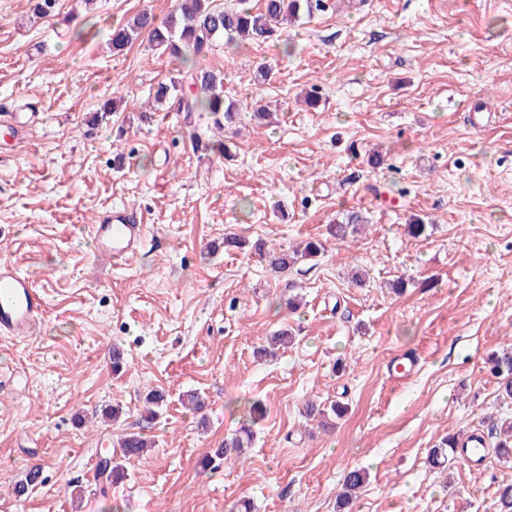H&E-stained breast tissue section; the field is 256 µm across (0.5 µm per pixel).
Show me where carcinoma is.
Masks as SVG:
<instances>
[{
  "label": "carcinoma",
  "mask_w": 512,
  "mask_h": 512,
  "mask_svg": "<svg viewBox=\"0 0 512 512\" xmlns=\"http://www.w3.org/2000/svg\"><path fill=\"white\" fill-rule=\"evenodd\" d=\"M313 0H264L257 10L249 6V0H238L233 9L219 8L214 0H177L168 17L159 22L155 16L144 10L131 21L112 29L110 42L112 51L122 52L142 35H147L152 50L160 56H166L173 62L185 63L191 56L205 55L220 39L229 45L242 42L264 41L278 35L280 25L298 15L300 10L311 11ZM175 99L179 111L185 113V120L191 121L196 112L202 113L212 122L213 127L222 131L237 122L239 117L237 104L224 97V74L212 70H187L181 76H173L169 81L159 83L153 91L154 102L162 105L169 99ZM364 223L362 215L356 211L347 214L345 221L333 225V236L341 241L360 231ZM324 246L316 240H309L300 250L268 248L260 241L255 252L260 260L283 277H288L299 261L310 260ZM293 339L287 329H280L267 337L266 344L257 348L261 358L272 357L282 347L288 346ZM490 371L501 378L502 393L512 397V352L504 351L491 360ZM165 394L150 389L145 395L144 419L151 421L159 415L165 404ZM345 409L332 404L329 409L311 404L306 406L305 414L309 418L325 420L333 415L340 418ZM253 431L244 426L239 432L224 442V447L214 454L203 457L202 467L213 465L217 458L229 459L234 452L251 443ZM494 448L499 457L512 458V423H504L495 434ZM458 437L449 436L442 446L432 450L430 460L436 466L443 464L448 455L455 452ZM151 442L142 433H129L120 443V459L106 457L100 461L98 474L112 482L120 475L124 462L141 457ZM366 482L365 474L356 468L345 472L342 489L338 495V512H350L356 493Z\"/></svg>",
  "instance_id": "carcinoma-1"
}]
</instances>
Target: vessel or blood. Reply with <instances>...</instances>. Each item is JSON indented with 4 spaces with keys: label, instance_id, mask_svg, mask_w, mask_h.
Here are the masks:
<instances>
[{
    "label": "vessel or blood",
    "instance_id": "1",
    "mask_svg": "<svg viewBox=\"0 0 512 512\" xmlns=\"http://www.w3.org/2000/svg\"><path fill=\"white\" fill-rule=\"evenodd\" d=\"M91 230L98 254L115 262L140 251L146 239L143 220L121 208L100 212ZM45 307L43 290L13 263L1 260L0 334L20 336L33 332Z\"/></svg>",
    "mask_w": 512,
    "mask_h": 512
}]
</instances>
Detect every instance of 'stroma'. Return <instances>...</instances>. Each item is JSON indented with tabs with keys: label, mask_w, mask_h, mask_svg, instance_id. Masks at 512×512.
<instances>
[{
	"label": "stroma",
	"mask_w": 512,
	"mask_h": 512,
	"mask_svg": "<svg viewBox=\"0 0 512 512\" xmlns=\"http://www.w3.org/2000/svg\"><path fill=\"white\" fill-rule=\"evenodd\" d=\"M325 3L281 37L196 58L223 71L241 113L226 157L197 152L176 108L146 111L174 62L144 36L108 44L114 25L164 19L175 0H60L49 17L0 0V121L35 119L22 139L0 136V260L47 297L37 333L0 337V376L17 379L0 391V512H336L352 468L368 473L352 512H497L512 461L458 456L443 472L427 455L512 421L486 364L512 342V0ZM112 98L126 109L99 115ZM111 207L147 225L118 266L88 229ZM351 211L367 224L335 240ZM413 218L425 236H408ZM230 233L325 250L284 280L225 250ZM283 326L294 343L254 358ZM403 355L416 372L390 378ZM151 388L166 402L148 423ZM189 390L203 414L182 406ZM254 400L266 415L252 447L202 468ZM309 401L347 412L326 432L303 416ZM110 405L119 419L105 420ZM132 432L154 446L106 484L98 457ZM34 468L40 483L18 495Z\"/></svg>",
	"instance_id": "obj_1"
}]
</instances>
